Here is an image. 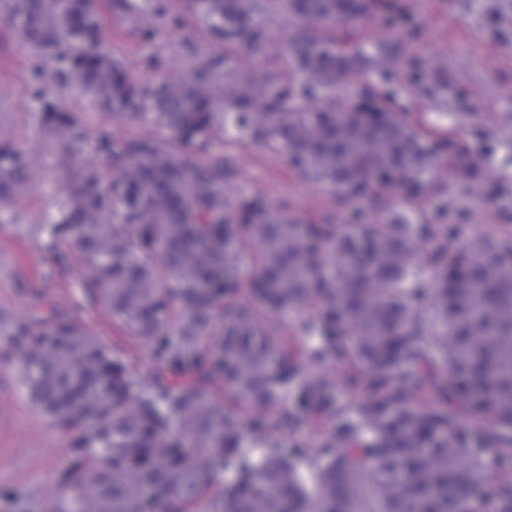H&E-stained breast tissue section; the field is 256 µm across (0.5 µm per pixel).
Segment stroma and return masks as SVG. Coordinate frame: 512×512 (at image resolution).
<instances>
[{
  "label": "stroma",
  "mask_w": 512,
  "mask_h": 512,
  "mask_svg": "<svg viewBox=\"0 0 512 512\" xmlns=\"http://www.w3.org/2000/svg\"><path fill=\"white\" fill-rule=\"evenodd\" d=\"M136 11L110 7L105 35L133 77L144 83L179 76L189 66V47L206 48L204 26L187 14L182 0H135ZM402 45L391 65L394 110L424 128H447L449 157L418 197L435 224L453 227L458 243L478 238L492 224L512 230V0H390ZM181 15V26L170 18ZM7 0H0V135L13 138L31 158L26 193L0 207V315L27 319L31 302L58 312L106 343L116 344L141 379L155 361L139 339L124 335L103 305L85 295L86 273L76 256L58 262L36 225L54 210L60 188L54 157L36 119L30 92L32 56L19 37L8 35ZM155 31L145 41V28ZM464 151L473 172L455 166ZM235 177L227 197L264 196L274 211L293 220H343L347 209L336 195L296 176L285 155L239 139L226 146ZM0 405L13 408L0 423V487L18 501L0 499V512H50L59 472L72 455L69 435L51 428L26 398L21 369L2 354Z\"/></svg>",
  "instance_id": "obj_1"
}]
</instances>
